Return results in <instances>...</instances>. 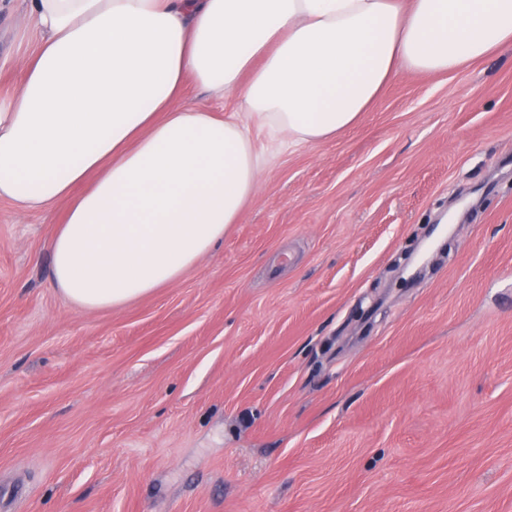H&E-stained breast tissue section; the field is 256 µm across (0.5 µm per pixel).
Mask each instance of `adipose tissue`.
<instances>
[{
    "label": "adipose tissue",
    "instance_id": "1",
    "mask_svg": "<svg viewBox=\"0 0 512 512\" xmlns=\"http://www.w3.org/2000/svg\"><path fill=\"white\" fill-rule=\"evenodd\" d=\"M36 50L0 95V199L64 205L50 241L70 304L178 281L237 223L263 161L356 126L400 67L446 73L512 44V0H27ZM240 117L183 104L187 83Z\"/></svg>",
    "mask_w": 512,
    "mask_h": 512
}]
</instances>
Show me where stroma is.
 I'll return each instance as SVG.
<instances>
[{
  "mask_svg": "<svg viewBox=\"0 0 512 512\" xmlns=\"http://www.w3.org/2000/svg\"><path fill=\"white\" fill-rule=\"evenodd\" d=\"M25 28L0 0L1 95ZM252 137L223 243L121 308L0 199V512H512V48Z\"/></svg>",
  "mask_w": 512,
  "mask_h": 512,
  "instance_id": "stroma-1",
  "label": "stroma"
}]
</instances>
